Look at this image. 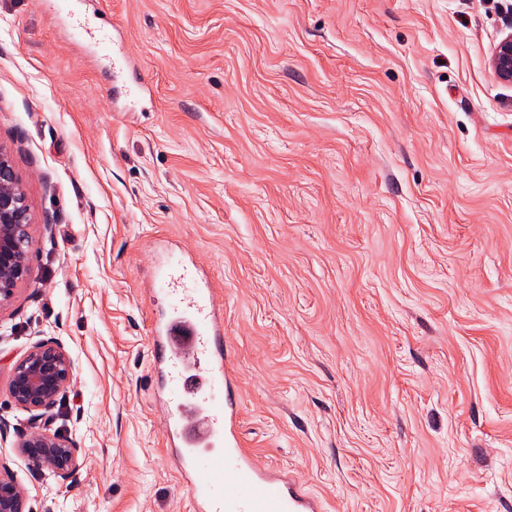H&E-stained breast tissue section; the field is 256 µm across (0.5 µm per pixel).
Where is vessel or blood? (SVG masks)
I'll use <instances>...</instances> for the list:
<instances>
[{
  "mask_svg": "<svg viewBox=\"0 0 512 512\" xmlns=\"http://www.w3.org/2000/svg\"><path fill=\"white\" fill-rule=\"evenodd\" d=\"M81 0H52L53 18L85 40ZM150 293L169 303L150 326L153 397L163 409L168 461L194 512H325L323 501L290 470L258 467L242 446L237 369L224 334L223 306L203 268L174 264Z\"/></svg>",
  "mask_w": 512,
  "mask_h": 512,
  "instance_id": "obj_1",
  "label": "vessel or blood"
}]
</instances>
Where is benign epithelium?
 I'll return each instance as SVG.
<instances>
[{
	"label": "benign epithelium",
	"instance_id": "benign-epithelium-1",
	"mask_svg": "<svg viewBox=\"0 0 512 512\" xmlns=\"http://www.w3.org/2000/svg\"><path fill=\"white\" fill-rule=\"evenodd\" d=\"M490 67L499 80L512 83L511 32L495 46ZM31 241V216L21 180L9 155L0 148V309L29 277ZM73 380L67 353L57 344L42 343L13 364L10 393L20 408L41 410L50 407ZM19 451L63 481L75 468L78 453L69 440L43 431L30 433ZM27 497L10 473L0 470V512H26Z\"/></svg>",
	"mask_w": 512,
	"mask_h": 512
}]
</instances>
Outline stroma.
<instances>
[{
    "instance_id": "1",
    "label": "stroma",
    "mask_w": 512,
    "mask_h": 512,
    "mask_svg": "<svg viewBox=\"0 0 512 512\" xmlns=\"http://www.w3.org/2000/svg\"><path fill=\"white\" fill-rule=\"evenodd\" d=\"M0 0V146L32 216L0 310V465L30 512H192L151 394L165 246L212 274L258 465L326 512H512V0ZM55 342L45 410L13 363ZM78 450L67 480L19 452ZM83 2L84 1L81 0L50 1L52 17L62 22L66 21L67 19H73L74 23H72L70 26L71 33L80 41H84L86 39V35H89L92 38L95 35L93 31L88 28L86 22L84 23L81 20V17L78 13V5L82 4ZM490 67L496 77L512 83V33L506 34L495 46L490 57ZM73 380L67 353L57 344L42 343L13 364L10 393L20 408L41 410L50 407Z\"/></svg>"
}]
</instances>
